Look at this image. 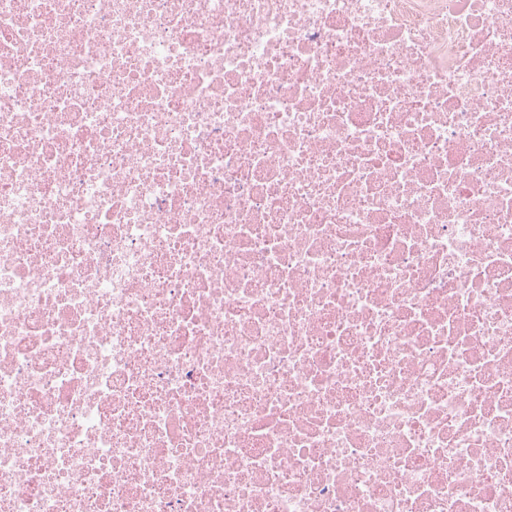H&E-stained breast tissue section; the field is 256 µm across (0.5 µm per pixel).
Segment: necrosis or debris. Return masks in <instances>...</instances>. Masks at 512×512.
<instances>
[{"instance_id": "necrosis-or-debris-1", "label": "necrosis or debris", "mask_w": 512, "mask_h": 512, "mask_svg": "<svg viewBox=\"0 0 512 512\" xmlns=\"http://www.w3.org/2000/svg\"><path fill=\"white\" fill-rule=\"evenodd\" d=\"M0 512H512V0H0Z\"/></svg>"}]
</instances>
